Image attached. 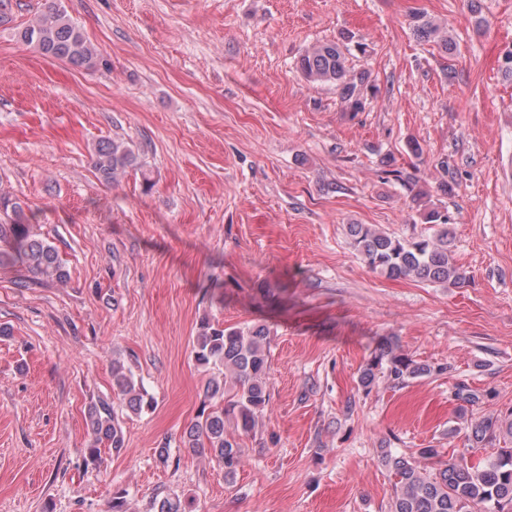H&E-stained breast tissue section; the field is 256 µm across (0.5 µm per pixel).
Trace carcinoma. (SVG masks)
Segmentation results:
<instances>
[{
    "instance_id": "cac0c4a2",
    "label": "carcinoma",
    "mask_w": 512,
    "mask_h": 512,
    "mask_svg": "<svg viewBox=\"0 0 512 512\" xmlns=\"http://www.w3.org/2000/svg\"><path fill=\"white\" fill-rule=\"evenodd\" d=\"M411 28L418 39L437 41L445 50H454L451 39L442 35L440 25L427 14L413 15ZM20 37L41 55L75 66L90 67L98 57L96 49L56 0H46L45 12L22 29ZM349 53L350 47L343 42H319L300 55L297 69L309 82L335 85L347 109L360 112L365 106L368 75L349 72ZM92 164L108 184L118 181L127 170L140 167L134 150L114 140L98 145ZM421 218L431 225L432 233L411 240L379 232L366 224H352L353 247L371 270L389 279L412 276L431 284L463 286L469 276L451 262L453 233L448 216L433 207L424 210ZM15 265L22 267L26 276L47 283H64L68 279L65 262L53 246L32 231L21 205L0 194V266ZM269 335L265 324L225 327L205 318L193 343L196 365L212 375L205 382L201 408L185 428L181 443L224 468L226 477L235 475L243 463L238 438L254 432L270 400L266 384ZM382 370L388 380L397 384L432 372L431 367L396 353L391 340L382 344L361 372L359 382L363 389L372 388L377 372ZM111 374L115 398H98L86 415L93 440L87 462L98 466L104 463L102 448L115 455L125 448L118 406L134 413L153 407L152 398L136 385L131 370L123 363L112 360ZM454 396L473 406L483 394L460 383ZM226 417L234 420L238 437L225 433ZM505 423L512 430V412L506 421L495 415L481 418L471 425L462 450L447 457L438 448H419L410 456L384 452L382 461L394 477L389 512H512V447L500 446ZM486 448L491 449L490 455L476 462L469 460ZM153 509L189 512V504L176 494H168L155 499Z\"/></svg>"
}]
</instances>
